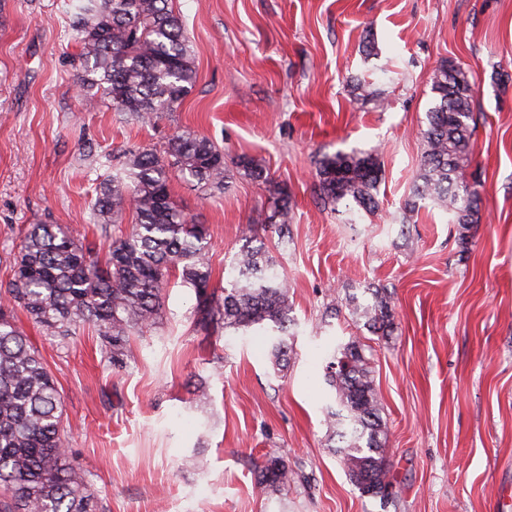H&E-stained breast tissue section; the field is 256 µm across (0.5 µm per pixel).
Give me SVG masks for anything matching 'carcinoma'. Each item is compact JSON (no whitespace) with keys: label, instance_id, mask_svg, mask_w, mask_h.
Returning <instances> with one entry per match:
<instances>
[{"label":"carcinoma","instance_id":"carcinoma-1","mask_svg":"<svg viewBox=\"0 0 512 512\" xmlns=\"http://www.w3.org/2000/svg\"><path fill=\"white\" fill-rule=\"evenodd\" d=\"M69 9L82 45L77 84L87 109L107 98L114 111L143 123L177 110L195 83L196 70L190 38L172 0H69ZM431 90L414 196L448 207L465 244V231L480 215L479 192L466 175L475 89L467 71L443 60L433 72ZM166 154L167 161L151 149H128L122 164L100 182L92 205L97 222L114 225L128 215L134 218L131 231L113 239L104 258L61 224H32L19 243L11 281L0 294V487L5 491L0 512H97L86 470L68 459L54 380L14 324V306L51 336L85 323L97 326L112 364L121 367L131 333L161 319L162 291L174 276L194 291L197 328L262 337L276 368L286 356L295 326L288 288L276 264L253 241L260 228L288 237V186L269 179L258 159H237V168L269 186L270 201L245 232L231 266L232 280L220 294L211 286L208 230L174 205L168 167L221 190L224 152L206 137L183 133L168 142ZM316 177L323 204L347 199L369 213L377 208L374 191L381 169L375 154L326 156ZM348 315L377 334L391 332L386 295L375 296L371 304H351ZM326 370L351 426L341 435L345 445L337 448L339 462L362 493L388 500L392 482L381 451L387 433L370 361L352 340L328 351ZM293 482L294 474L279 457L258 466L256 487L263 495L286 494Z\"/></svg>","mask_w":512,"mask_h":512}]
</instances>
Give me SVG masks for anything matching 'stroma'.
<instances>
[{
	"mask_svg": "<svg viewBox=\"0 0 512 512\" xmlns=\"http://www.w3.org/2000/svg\"><path fill=\"white\" fill-rule=\"evenodd\" d=\"M196 81L177 111L144 124L76 86L81 46L68 0H0V285L28 225H66L106 252L116 227L91 218L119 148L165 152L191 132L224 151L223 192L170 169L178 209L209 229L211 283L223 289L268 189L239 170L260 159L293 201L290 238L258 241L278 264L298 322L274 370L250 336L195 331L190 289L168 284L164 317L129 338L113 367L97 327L50 336L14 321L59 391L67 454L87 467L102 512H512V0H173ZM373 35L375 49L364 39ZM453 59L475 85L480 221L458 227L414 187L432 76ZM373 95L354 101V84ZM377 154L374 213L321 204L320 160ZM414 211H407V203ZM382 289L393 328L376 336L349 301ZM358 341L382 402L395 495L362 494L336 453L325 352ZM282 457L287 495H258L255 471Z\"/></svg>",
	"mask_w": 512,
	"mask_h": 512,
	"instance_id": "stroma-1",
	"label": "stroma"
}]
</instances>
